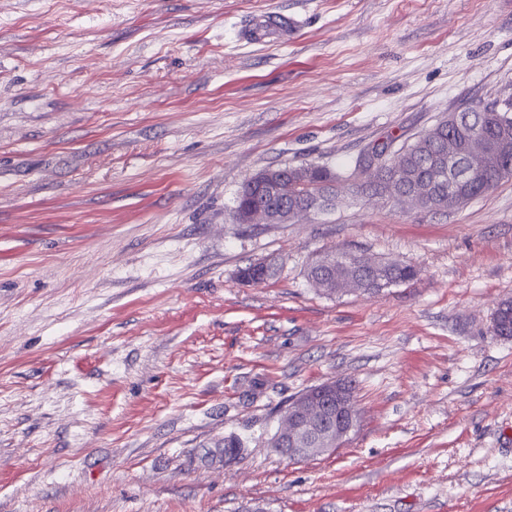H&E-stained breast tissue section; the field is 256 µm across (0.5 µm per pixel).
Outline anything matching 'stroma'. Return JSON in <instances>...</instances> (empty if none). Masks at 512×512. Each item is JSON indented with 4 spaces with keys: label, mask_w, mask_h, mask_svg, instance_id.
Listing matches in <instances>:
<instances>
[{
    "label": "stroma",
    "mask_w": 512,
    "mask_h": 512,
    "mask_svg": "<svg viewBox=\"0 0 512 512\" xmlns=\"http://www.w3.org/2000/svg\"><path fill=\"white\" fill-rule=\"evenodd\" d=\"M268 13L287 40H246ZM509 95L512 0H0V512H512V178L230 221L261 170ZM335 249L418 275L329 295ZM334 380L357 428L288 461L282 413ZM493 332L496 336H500L505 339L512 338V300L504 299L502 300L496 309L495 312V322Z\"/></svg>",
    "instance_id": "1"
}]
</instances>
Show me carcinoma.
<instances>
[{
	"label": "carcinoma",
	"mask_w": 512,
	"mask_h": 512,
	"mask_svg": "<svg viewBox=\"0 0 512 512\" xmlns=\"http://www.w3.org/2000/svg\"><path fill=\"white\" fill-rule=\"evenodd\" d=\"M453 119L439 120L431 128L401 146L377 168L376 174L352 185L360 196L387 197L419 193L420 206L428 212H445L456 206L454 197L473 199L500 181L512 177V100H476L452 113ZM484 137L487 147L480 153L469 149L470 139ZM343 176L324 165L306 164L265 169L246 181L238 192L231 217L242 210H266L272 204L286 211L283 223L295 218L294 209L308 203L318 211L335 206L336 190ZM309 281L338 283L360 278L369 291L413 280L414 267L379 261L368 271L354 251H328L317 255L306 270ZM495 335L512 338V300H502L495 312Z\"/></svg>",
	"instance_id": "1"
}]
</instances>
